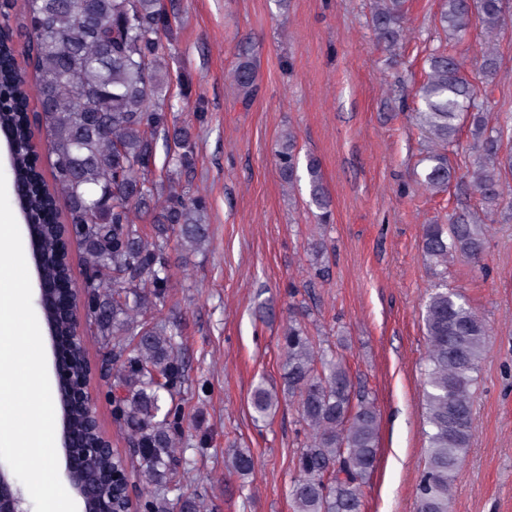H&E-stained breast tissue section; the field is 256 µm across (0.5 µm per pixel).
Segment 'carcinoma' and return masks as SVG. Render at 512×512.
<instances>
[{
	"instance_id": "obj_1",
	"label": "carcinoma",
	"mask_w": 512,
	"mask_h": 512,
	"mask_svg": "<svg viewBox=\"0 0 512 512\" xmlns=\"http://www.w3.org/2000/svg\"><path fill=\"white\" fill-rule=\"evenodd\" d=\"M509 0H440L438 21L448 37L462 39L480 29L485 48L477 61L486 84L499 62L493 47L509 16ZM407 0H375L370 24L376 43L394 51L403 40ZM29 38L27 56L35 85L20 78L18 50L9 17L0 19V125L10 128L17 149L11 161L14 181L26 186L20 212L38 218L43 270L49 276L71 270L59 251V227L39 215L67 203L66 224L83 241L88 301L94 336L112 354V415L126 431L129 455L83 461L87 494L84 512H107L110 468L130 469L144 486L143 512H202L201 497L182 492L194 462L185 456L183 404L189 387L178 326L159 316L166 306L170 241L198 246L208 238L203 223L207 202L184 188L151 176L158 153L161 168L178 173L190 167L193 144L179 124L176 105L163 75V39L173 36L175 19L160 0H89L81 16L75 0H23ZM428 72L417 90L414 120L431 143L421 184L445 192L455 178L448 154L461 127L469 125L477 157L468 186L485 206L479 216L454 211L446 224H426L422 252L436 267L460 253L478 262L486 243V224L503 201L502 173L512 172V154H501L500 138L487 128L477 88L461 63L439 48L428 58ZM257 73L242 56L232 82L242 102L251 101ZM36 95V127L18 113ZM46 133L52 158L51 181L28 157L26 144ZM281 180L294 188L300 180L296 136L281 137L276 153ZM308 205L328 223L330 198L319 161L306 159ZM147 217L160 224L147 239L136 224ZM427 355L423 403L426 462L417 485V512H449L451 487L463 467L474 431L476 372L489 352L490 328L464 296L439 286L422 313ZM283 394L298 398L305 424V447L297 457L290 497L294 512H361L363 486L377 458L378 413L374 400L354 390L344 357L315 345L306 327L290 320L283 328ZM86 349L61 343L60 360L73 359L71 381L86 378ZM279 404L278 395L258 383L251 397L254 419L263 420ZM81 407L70 410L77 436L94 444L99 435L85 427ZM228 466L246 478L255 470L247 448H230Z\"/></svg>"
}]
</instances>
